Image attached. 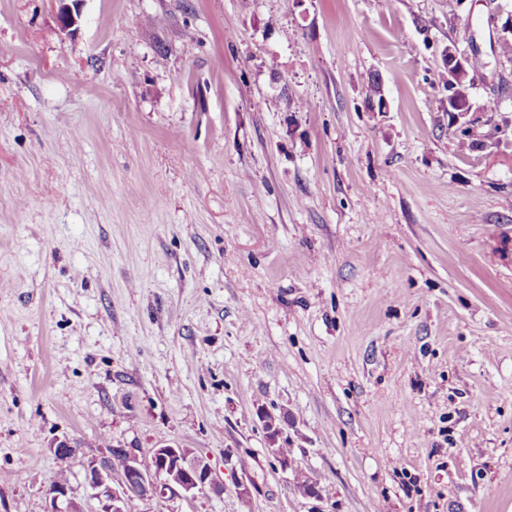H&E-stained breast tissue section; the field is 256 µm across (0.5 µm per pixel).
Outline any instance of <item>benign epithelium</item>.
I'll return each instance as SVG.
<instances>
[{
    "label": "benign epithelium",
    "instance_id": "obj_1",
    "mask_svg": "<svg viewBox=\"0 0 512 512\" xmlns=\"http://www.w3.org/2000/svg\"><path fill=\"white\" fill-rule=\"evenodd\" d=\"M78 2L61 3L57 14L60 30L68 35L76 31L80 17ZM443 61L450 76L448 111L464 116L470 112L468 58L459 57L448 48L443 51ZM260 417L273 446L271 453L279 457L281 468L288 470L291 460L279 456V449L275 448L282 432L279 419L264 412ZM115 452L125 458L128 478L115 481L111 461L89 457L82 462L87 499H80L72 484H57L47 489L45 512H130L129 506L134 500L193 499L200 494L219 495L224 491L209 460L191 448L160 445L153 449L147 464L120 448Z\"/></svg>",
    "mask_w": 512,
    "mask_h": 512
}]
</instances>
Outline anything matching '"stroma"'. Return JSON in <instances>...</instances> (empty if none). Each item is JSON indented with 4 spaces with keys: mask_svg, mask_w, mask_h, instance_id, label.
<instances>
[{
    "mask_svg": "<svg viewBox=\"0 0 512 512\" xmlns=\"http://www.w3.org/2000/svg\"><path fill=\"white\" fill-rule=\"evenodd\" d=\"M79 8L0 0V512L63 437L224 485L131 512H512V0ZM468 60V57H458L449 48L443 51V61L451 77L448 80V111L457 112L458 116H464L470 112L467 79L470 70H475L482 65L478 58L472 57L469 70Z\"/></svg>",
    "mask_w": 512,
    "mask_h": 512,
    "instance_id": "35a3bbf8",
    "label": "stroma"
}]
</instances>
